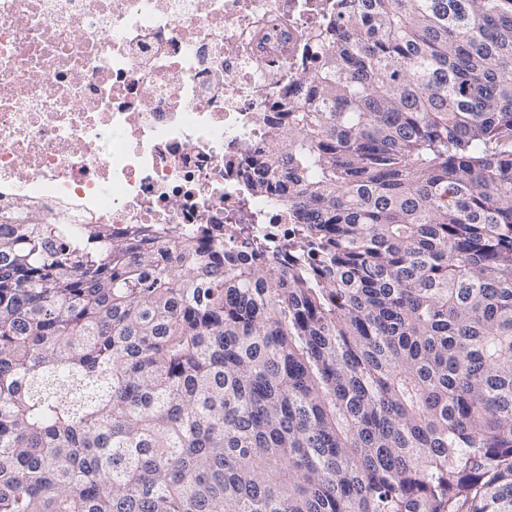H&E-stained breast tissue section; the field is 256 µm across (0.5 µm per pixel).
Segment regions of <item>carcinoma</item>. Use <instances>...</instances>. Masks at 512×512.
<instances>
[{
  "label": "carcinoma",
  "instance_id": "obj_1",
  "mask_svg": "<svg viewBox=\"0 0 512 512\" xmlns=\"http://www.w3.org/2000/svg\"><path fill=\"white\" fill-rule=\"evenodd\" d=\"M258 189L0 224V512H512V0H338Z\"/></svg>",
  "mask_w": 512,
  "mask_h": 512
}]
</instances>
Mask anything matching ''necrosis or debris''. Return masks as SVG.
<instances>
[{"instance_id": "4bbe7bcc", "label": "necrosis or debris", "mask_w": 512, "mask_h": 512, "mask_svg": "<svg viewBox=\"0 0 512 512\" xmlns=\"http://www.w3.org/2000/svg\"><path fill=\"white\" fill-rule=\"evenodd\" d=\"M335 0H0V224L291 232L246 159Z\"/></svg>"}]
</instances>
